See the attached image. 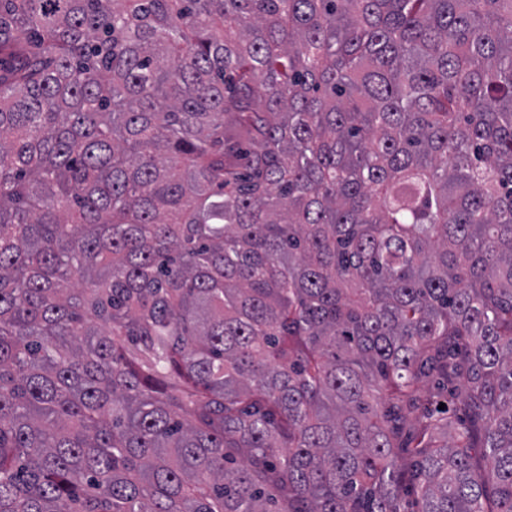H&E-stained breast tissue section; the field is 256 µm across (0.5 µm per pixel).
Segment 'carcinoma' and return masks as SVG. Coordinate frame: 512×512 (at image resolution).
<instances>
[{
	"label": "carcinoma",
	"mask_w": 512,
	"mask_h": 512,
	"mask_svg": "<svg viewBox=\"0 0 512 512\" xmlns=\"http://www.w3.org/2000/svg\"><path fill=\"white\" fill-rule=\"evenodd\" d=\"M409 489L512 512V0H0V512Z\"/></svg>",
	"instance_id": "1"
}]
</instances>
